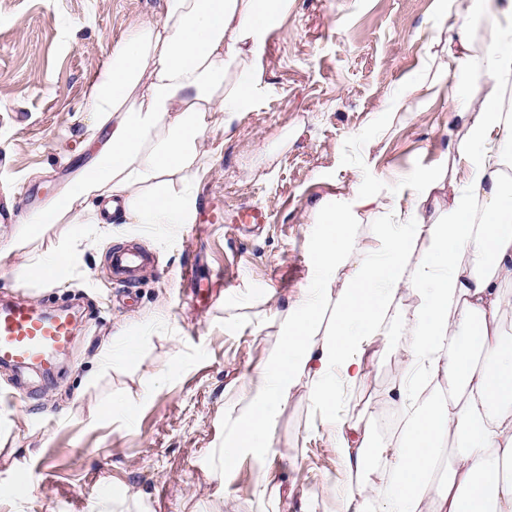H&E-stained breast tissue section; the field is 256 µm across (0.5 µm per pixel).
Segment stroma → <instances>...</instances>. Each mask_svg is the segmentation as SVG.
I'll use <instances>...</instances> for the list:
<instances>
[{
	"label": "stroma",
	"mask_w": 512,
	"mask_h": 512,
	"mask_svg": "<svg viewBox=\"0 0 512 512\" xmlns=\"http://www.w3.org/2000/svg\"><path fill=\"white\" fill-rule=\"evenodd\" d=\"M163 15L164 0H0V204L27 217L93 161L96 120L83 109L91 83L134 23ZM412 83L434 93L401 108ZM488 88L480 59L450 66L442 0H289L251 106L231 130L206 136L198 208L222 209L223 223L150 227L113 216L111 233L78 245L60 282L16 271L51 257L68 224L40 226L0 260V301L78 314L51 375L0 366V512H124L133 496L144 512H210L205 473L224 444V414L275 348V312L313 276L316 205L355 182L414 204L418 173L462 166L448 150L453 105ZM248 207L264 209L267 223H238ZM124 244L154 263L121 286L106 256ZM190 269L198 281L186 279ZM118 335L138 337V355L105 362ZM407 343L392 337L368 361L342 414L363 417L379 404ZM121 401L127 409L112 411ZM275 448L226 477L224 512H273L254 496L262 467L282 480L288 512L305 503L333 512L344 463L305 385L280 413ZM21 470L31 475L24 497Z\"/></svg>",
	"instance_id": "obj_1"
}]
</instances>
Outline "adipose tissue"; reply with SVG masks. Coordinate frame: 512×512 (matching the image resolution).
<instances>
[{
  "mask_svg": "<svg viewBox=\"0 0 512 512\" xmlns=\"http://www.w3.org/2000/svg\"><path fill=\"white\" fill-rule=\"evenodd\" d=\"M288 0H166L162 20L135 23L90 87L84 109L107 132L96 158L39 213L0 237V258L42 224L68 220L72 245L25 266L26 277L62 280L75 243L105 213L127 224H190L194 180L207 166L203 138L213 115L224 129L245 111L255 71ZM452 59L480 56L492 89L457 106L450 146L466 163L444 180H416V205L351 185L320 202L311 244L315 279L275 318V352L253 374L239 405L224 416V445L211 469V512L224 510V477L246 456L274 449L281 409L300 381L334 428L358 491L338 512H512V12L474 47L457 0H446ZM383 211L382 242L371 252L354 226L367 208ZM342 288H335V281ZM414 305L400 314L401 296ZM402 320L410 345L404 374L383 397L399 422L373 446L360 422L336 408L363 385L368 347Z\"/></svg>",
  "mask_w": 512,
  "mask_h": 512,
  "instance_id": "adipose-tissue-1",
  "label": "adipose tissue"
}]
</instances>
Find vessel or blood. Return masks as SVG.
Masks as SVG:
<instances>
[{
  "instance_id": "vessel-or-blood-1",
  "label": "vessel or blood",
  "mask_w": 512,
  "mask_h": 512,
  "mask_svg": "<svg viewBox=\"0 0 512 512\" xmlns=\"http://www.w3.org/2000/svg\"><path fill=\"white\" fill-rule=\"evenodd\" d=\"M149 253L117 246L108 255V272L132 284L152 264ZM74 326L65 316L38 313L34 305L17 302L0 307V364L50 373L57 355L73 339Z\"/></svg>"
}]
</instances>
